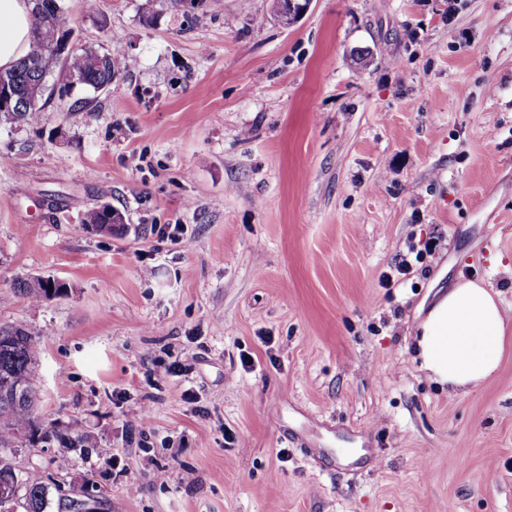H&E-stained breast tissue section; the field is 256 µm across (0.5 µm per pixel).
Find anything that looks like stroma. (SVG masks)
<instances>
[{
  "label": "stroma",
  "instance_id": "stroma-1",
  "mask_svg": "<svg viewBox=\"0 0 512 512\" xmlns=\"http://www.w3.org/2000/svg\"><path fill=\"white\" fill-rule=\"evenodd\" d=\"M146 5L63 0L136 65L0 127V324L38 334L40 416L95 441L66 482L110 512H512V345L460 397L414 353L454 279L512 314V0ZM109 205V204H106ZM106 205H94L88 208L82 216V224H86L92 228H97L99 233L111 234L112 224H120L123 222V216L117 210L106 209ZM50 287H53V290H50ZM18 288L32 299L40 300L45 297H50L51 295H57L62 289V286L55 280L51 282L49 280H42L41 278L36 277L29 281L19 282Z\"/></svg>",
  "mask_w": 512,
  "mask_h": 512
}]
</instances>
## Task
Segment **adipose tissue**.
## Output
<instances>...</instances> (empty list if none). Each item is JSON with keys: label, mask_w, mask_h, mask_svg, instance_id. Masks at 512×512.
<instances>
[{"label": "adipose tissue", "mask_w": 512, "mask_h": 512, "mask_svg": "<svg viewBox=\"0 0 512 512\" xmlns=\"http://www.w3.org/2000/svg\"><path fill=\"white\" fill-rule=\"evenodd\" d=\"M30 0H0V70L11 69L30 49ZM512 317L498 291L460 280L440 294L417 327L414 351L427 376L462 395L498 370Z\"/></svg>", "instance_id": "adipose-tissue-1"}]
</instances>
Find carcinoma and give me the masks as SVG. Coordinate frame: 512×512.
I'll use <instances>...</instances> for the list:
<instances>
[{"label":"carcinoma","instance_id":"cac0c4a2","mask_svg":"<svg viewBox=\"0 0 512 512\" xmlns=\"http://www.w3.org/2000/svg\"><path fill=\"white\" fill-rule=\"evenodd\" d=\"M33 3L31 50L15 70L0 71V121L19 127L38 123L48 78L58 75L67 79L75 73L80 79L79 86L98 91L111 84L115 72L124 69L118 55L109 49L100 52L69 46L74 29L49 20L61 7L60 0ZM122 222L121 213L103 205L88 208L82 216V223L103 234L112 233V225ZM18 288L40 300L57 295L62 286L36 277L19 282ZM39 355V342L33 332L25 328L18 334L14 326L0 325V378L27 377L16 395L4 392L0 386V480L19 476L21 489L15 507L24 512H70L71 499L89 491V487L64 490L59 484L51 486L39 470L19 473L12 463L15 450L28 446L67 450L90 447L89 436L59 429L55 423L39 418L42 392L34 378Z\"/></svg>","mask_w":512,"mask_h":512}]
</instances>
